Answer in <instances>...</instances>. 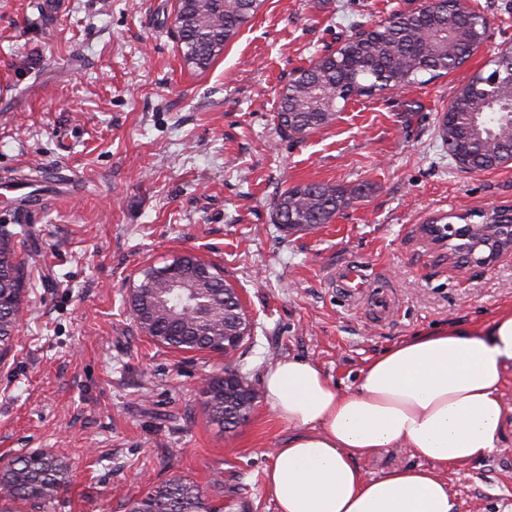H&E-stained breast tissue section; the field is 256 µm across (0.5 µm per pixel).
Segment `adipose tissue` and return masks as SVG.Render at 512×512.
<instances>
[{
  "mask_svg": "<svg viewBox=\"0 0 512 512\" xmlns=\"http://www.w3.org/2000/svg\"><path fill=\"white\" fill-rule=\"evenodd\" d=\"M511 365L512 307L483 329L407 337L347 389L308 360L272 362L264 398L291 428L265 471L277 512H453L442 473L499 447ZM384 448L408 449L413 464L367 476L358 459Z\"/></svg>",
  "mask_w": 512,
  "mask_h": 512,
  "instance_id": "adipose-tissue-1",
  "label": "adipose tissue"
}]
</instances>
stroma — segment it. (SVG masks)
<instances>
[{
  "label": "stroma",
  "mask_w": 512,
  "mask_h": 512,
  "mask_svg": "<svg viewBox=\"0 0 512 512\" xmlns=\"http://www.w3.org/2000/svg\"><path fill=\"white\" fill-rule=\"evenodd\" d=\"M488 21L482 50L423 85L349 100L305 139L281 133L279 94L298 69L414 0H265L205 72L183 61L175 0H0V173L69 178L27 213L0 203V226L33 249L23 315L0 359V464L63 457L68 482L43 512H126L174 476L223 499L224 512H276L265 485L290 428L257 399L231 431L198 395L224 365L154 343L128 305L141 268L193 253L219 264L253 331L234 362L253 388L288 355L338 386L400 340L512 306V254L459 272L424 224L512 205V167L460 168L441 114L512 44V0H464ZM360 199L326 224L288 234L274 205L296 184ZM368 294L350 298L342 269ZM386 291L379 315L373 292ZM496 452L446 472L454 512H512V367Z\"/></svg>",
  "instance_id": "stroma-1"
}]
</instances>
